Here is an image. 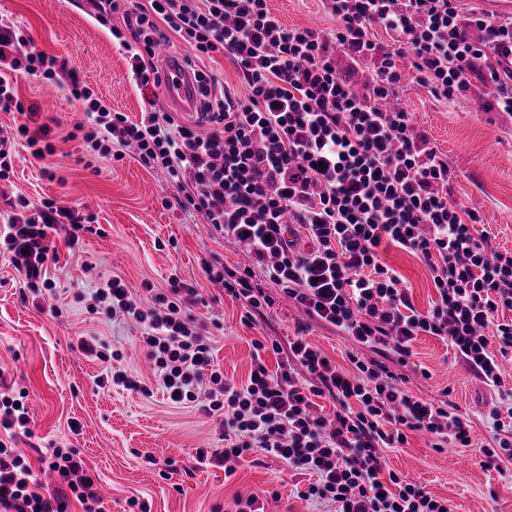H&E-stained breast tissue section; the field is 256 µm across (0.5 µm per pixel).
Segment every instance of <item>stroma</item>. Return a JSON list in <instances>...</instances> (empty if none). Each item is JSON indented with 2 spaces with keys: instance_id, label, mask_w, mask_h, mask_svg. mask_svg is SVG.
<instances>
[{
  "instance_id": "obj_1",
  "label": "stroma",
  "mask_w": 512,
  "mask_h": 512,
  "mask_svg": "<svg viewBox=\"0 0 512 512\" xmlns=\"http://www.w3.org/2000/svg\"><path fill=\"white\" fill-rule=\"evenodd\" d=\"M270 7L290 29L336 27L322 0H270ZM96 15L93 0H0V16L24 29L36 49L68 60L113 110L139 120L148 94L131 82L111 25L100 24ZM16 87L39 115L0 112V128L25 124L33 129L50 118L54 153L38 159L26 144L16 145L13 172L9 180H0V213L10 212L19 196L35 205L49 199L81 208L92 226L73 249L61 237L52 239L58 263L56 293L49 303L61 308L58 317L23 300L14 268L0 255V367L8 383L27 391L34 419L31 436L20 437L18 448L27 453L52 445L77 449L88 471L99 474V490L112 512H129L132 498L149 512H232L236 496L252 494L265 512H317L299 495L310 476L288 473L275 458L258 455L229 476L220 467L198 468L196 449L224 445L219 417L173 406L159 392L145 397L98 387L100 366L81 353L79 337L108 339L122 353L121 368L147 384L154 377L139 345L138 325L102 315L90 318L76 295L90 293L115 274L142 298L147 287H167L172 276L194 284L203 302L193 313L206 327L216 364L235 383L251 371L254 341L287 343L297 325H306L307 339L342 367L354 349L351 340L334 327L307 320L281 294L253 324L242 323L241 302L209 281L202 267L215 257L238 265L246 262V253L193 223L173 204L175 189L167 176L143 167L134 148L125 149L119 160L90 161L82 136L74 132L87 116L65 90L48 91L46 84L24 75ZM470 92L481 96V108H467L459 99L436 101L409 79L402 98L418 130L455 170L454 197L481 213L492 246L512 250V117L492 111L481 84ZM384 260L401 274L414 307L427 312L436 291L426 267L396 248ZM412 351L417 367L405 369V389L425 399L447 396L469 413L475 439L470 447L439 452L429 447L427 436L413 434L401 447L381 449L385 468L454 500L460 512H512V481L478 464L491 438L486 406L494 392L455 361L445 341L422 336ZM74 420L80 424L76 434L69 429Z\"/></svg>"
}]
</instances>
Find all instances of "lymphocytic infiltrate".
Returning <instances> with one entry per match:
<instances>
[{
	"instance_id": "obj_1",
	"label": "lymphocytic infiltrate",
	"mask_w": 512,
	"mask_h": 512,
	"mask_svg": "<svg viewBox=\"0 0 512 512\" xmlns=\"http://www.w3.org/2000/svg\"><path fill=\"white\" fill-rule=\"evenodd\" d=\"M336 28L287 29L268 0H96L98 22L122 12L112 35L127 54L129 77L139 89L157 88L159 24L192 45L198 56L223 54L238 66L246 99L219 95L217 79L193 70L202 119L184 123L171 112L144 109L131 121L87 85L76 66L29 50L24 31L0 19V111L24 112L15 78L26 74L68 92L91 124L83 149L99 158L135 148L140 163L164 171L176 202L200 217L211 234L245 246L240 267L205 263L203 272L242 301L245 320L273 306L279 289L311 319L336 328L367 359L349 354L342 368L303 332L287 344L253 343L256 359L245 382L227 381L212 356L204 327L191 313L194 285L169 278L148 302L134 298L120 276L94 288L86 311L124 316L139 324L141 346L159 388L176 406L220 416L223 447L196 451L198 466L232 475L247 453L281 460L314 480L302 492L332 512H457L452 500L398 473L384 471L379 451L428 434L435 449L469 446L471 424L451 401L414 397L404 376L384 362L411 366L417 337L448 342L455 358L499 403L487 418L492 447L480 465L502 470L512 458V399L499 366L512 350V251L493 247L476 232L482 216L454 198L447 158L418 133L398 106L408 60L417 84L435 100L452 101L473 82L488 90L491 108L512 116V15L463 13L457 0H324ZM383 29L386 40L375 39ZM372 61L365 87L355 90L336 67L337 55ZM49 125L0 134V180L12 171L15 142L25 139L35 157L53 152ZM302 236H291L292 224ZM88 227L80 209L19 200L0 222V243L33 305L55 286L58 256L50 234L78 245ZM397 247L429 271L437 299L418 312L397 271L380 252ZM80 350L103 368L99 387L138 389L126 371L109 363V341L79 340ZM280 354L275 368L261 355ZM334 412L314 410L315 398ZM26 391L0 375V512H110L77 449L56 446L36 459L16 445L31 435ZM52 485L41 481L43 473Z\"/></svg>"
}]
</instances>
